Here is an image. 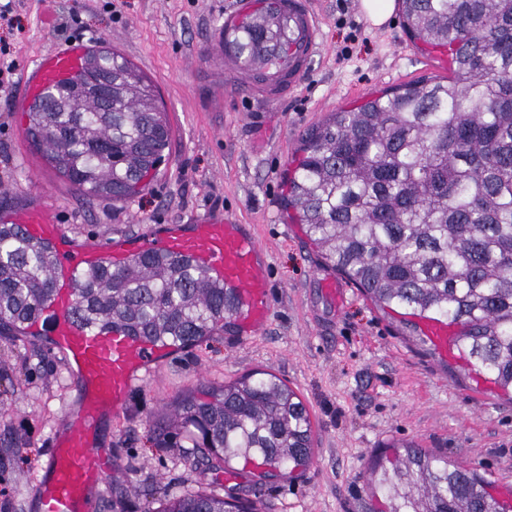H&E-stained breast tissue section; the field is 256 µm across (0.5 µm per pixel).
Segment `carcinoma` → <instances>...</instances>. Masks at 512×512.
<instances>
[{
    "instance_id": "carcinoma-1",
    "label": "carcinoma",
    "mask_w": 512,
    "mask_h": 512,
    "mask_svg": "<svg viewBox=\"0 0 512 512\" xmlns=\"http://www.w3.org/2000/svg\"><path fill=\"white\" fill-rule=\"evenodd\" d=\"M414 39L448 49L449 76L384 91L340 111L304 142L288 205L327 265L382 308L436 314L459 328L461 355L512 391V0H400ZM112 77V108L88 95ZM73 110L28 105L27 135L76 189L123 202L164 160L171 126L154 84L115 52L88 53L64 84ZM54 279L47 248L0 224V336L41 316ZM74 315L179 347L230 324L233 292L187 260L143 254L76 284ZM211 469L235 459L286 477L306 467L312 423L272 374L184 399L174 413ZM374 494L388 512H504L477 473L422 448L395 453ZM158 512H256L198 491Z\"/></svg>"
}]
</instances>
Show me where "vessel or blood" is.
<instances>
[{
  "mask_svg": "<svg viewBox=\"0 0 512 512\" xmlns=\"http://www.w3.org/2000/svg\"><path fill=\"white\" fill-rule=\"evenodd\" d=\"M252 11L251 0H238L235 14L224 20V71L249 94L274 100L294 89L309 70L321 49L320 30L310 0H276V14L288 25V54L259 76L250 60L267 56L270 49L241 25ZM86 53L80 41L54 47L28 75V97L37 99L46 88L74 78ZM7 221L19 225L32 241L48 246L55 256V290L46 310L51 322L46 325L37 319L29 329H48L52 347L76 368L85 384L83 403L69 416L66 435L47 454L46 474L36 483L34 494L40 512H96L90 490L102 483L115 461L109 449L93 446L91 423L103 412H119L133 385L169 357L173 348L119 328L81 326L72 315L74 280L86 268H115L146 253L188 259L233 289L239 304L235 323L240 336L247 338L256 335L270 316L266 253L250 227L218 213L191 224L166 226L143 237L131 250L120 243L104 248L94 241L67 240L42 204L15 211ZM416 323L423 338L439 352L456 348V329L446 319L429 315Z\"/></svg>",
  "mask_w": 512,
  "mask_h": 512,
  "instance_id": "vessel-or-blood-1",
  "label": "vessel or blood"
}]
</instances>
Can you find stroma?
Masks as SVG:
<instances>
[{
	"label": "stroma",
	"instance_id": "1",
	"mask_svg": "<svg viewBox=\"0 0 512 512\" xmlns=\"http://www.w3.org/2000/svg\"><path fill=\"white\" fill-rule=\"evenodd\" d=\"M312 2L322 50L272 103L252 100L224 72L215 35L235 0H119L113 10L106 0H15L18 26L0 21L21 72L71 41L114 49L154 81L172 128L169 154L142 192L124 202L93 198L27 138L23 84L0 92V220L36 199L67 238L104 244L223 211L255 227L270 264L271 315L259 334L244 341L231 325L175 351L136 383L118 415L97 417L93 444L116 461L92 490L97 512H154L159 491L181 495L220 481L262 512H382L369 473L408 442L463 462L512 501V401L464 360H442L406 335L400 314L380 310L347 278L342 299L325 294L332 270L285 208L286 175L312 130L386 90L446 77L448 56L412 40L401 12L374 28L349 0L361 35L340 59V0ZM258 370L305 403L313 462L288 479L247 467L228 484L195 463L170 417L186 396ZM82 398L79 374L48 336L0 338V512H39L33 488L45 475L44 453Z\"/></svg>",
	"mask_w": 512,
	"mask_h": 512
}]
</instances>
